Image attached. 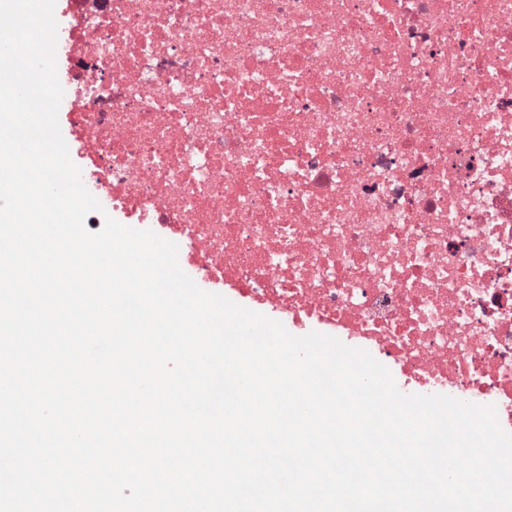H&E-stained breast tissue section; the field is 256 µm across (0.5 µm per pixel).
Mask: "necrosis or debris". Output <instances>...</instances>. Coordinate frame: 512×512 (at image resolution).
Segmentation results:
<instances>
[{
  "label": "necrosis or debris",
  "instance_id": "4bbe7bcc",
  "mask_svg": "<svg viewBox=\"0 0 512 512\" xmlns=\"http://www.w3.org/2000/svg\"><path fill=\"white\" fill-rule=\"evenodd\" d=\"M105 217L512 427V0H56Z\"/></svg>",
  "mask_w": 512,
  "mask_h": 512
}]
</instances>
